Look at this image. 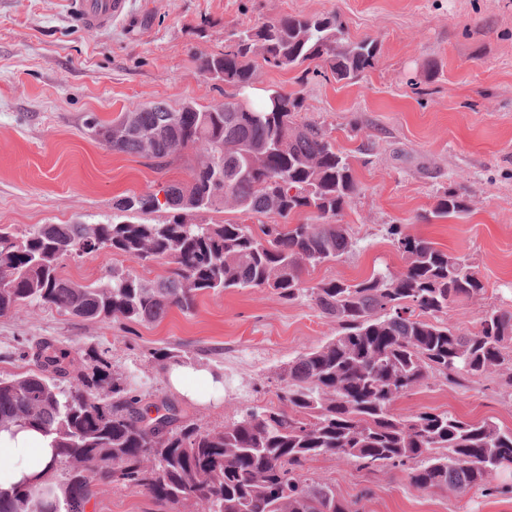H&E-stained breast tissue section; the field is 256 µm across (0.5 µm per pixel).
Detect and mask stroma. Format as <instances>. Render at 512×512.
Listing matches in <instances>:
<instances>
[{"label": "stroma", "instance_id": "obj_1", "mask_svg": "<svg viewBox=\"0 0 512 512\" xmlns=\"http://www.w3.org/2000/svg\"><path fill=\"white\" fill-rule=\"evenodd\" d=\"M327 13L339 14L351 37L376 40V66L347 83L260 63L251 91L256 99L269 90L298 95V122L326 130L359 182L341 218L350 251L308 268L306 285L401 269L387 233L400 224L468 259L484 283L478 299L450 305L448 325L471 328L481 311H512V0H129L122 21L95 30L73 22L67 0H0V225L21 234L41 224H103L115 198L188 181L202 149L159 170L91 139L87 116L109 123L140 104L222 103L223 89L198 70L197 55L223 52L233 29ZM449 189L468 212L425 222ZM110 265L151 280L166 271L87 256L63 261L62 274L90 284ZM335 333L309 297L286 302L256 288L201 296L193 312L173 309L153 324L85 321L32 304L0 316V378L28 370L7 358L18 342L49 337L78 353L108 349L113 370L142 377L153 402L174 396L153 358L166 349L223 376L221 401L180 402L194 422L214 428L245 407L276 402L280 369ZM431 410L511 429L512 390L492 375L464 388L431 380L396 403L404 416ZM309 467L342 499L369 490L365 512H512L511 496L423 491L393 468L369 473L334 455ZM90 507L154 510L135 489L109 485Z\"/></svg>", "mask_w": 512, "mask_h": 512}]
</instances>
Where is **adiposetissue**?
Instances as JSON below:
<instances>
[{
    "instance_id": "ef3b65f1",
    "label": "adipose tissue",
    "mask_w": 512,
    "mask_h": 512,
    "mask_svg": "<svg viewBox=\"0 0 512 512\" xmlns=\"http://www.w3.org/2000/svg\"><path fill=\"white\" fill-rule=\"evenodd\" d=\"M170 386L186 399L198 400V387H205L209 397L224 393V379L205 366H173L168 373ZM54 457L49 436L30 429L0 431V487L32 483L50 468Z\"/></svg>"
}]
</instances>
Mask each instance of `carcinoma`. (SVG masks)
Returning a JSON list of instances; mask_svg holds the SVG:
<instances>
[{
    "mask_svg": "<svg viewBox=\"0 0 512 512\" xmlns=\"http://www.w3.org/2000/svg\"><path fill=\"white\" fill-rule=\"evenodd\" d=\"M257 57L275 68L320 61L342 81L374 68L378 47L350 38L336 14H286L233 31L224 52L198 57L201 73L233 89L224 102L137 105L110 124L89 116V136L160 170L197 146L203 159L185 185L113 201L108 223L43 224L21 237L0 228V315L36 304L87 321L153 323L173 308L193 311L204 293L258 288L288 302L308 295L336 321V335L281 370L278 404L250 407L216 428L199 426L169 399L147 401L139 375L112 371L106 350L89 349L90 366L77 371L71 351L51 339L20 344L13 359L33 369L0 380V430L41 431L52 437L55 456L41 489H0V512H86L101 483L134 488L160 512L188 504L194 512H364L366 493L345 502L333 483L310 474L308 463L327 454L367 472L397 468L420 490L512 493L511 484L489 482L512 471V430L448 412H395L400 398L431 378L462 387L496 374L511 388L512 313L484 310L472 331L440 321L450 304L478 298L484 285L466 259L398 226L390 235L403 268L304 286L307 268L351 249L336 218L359 184L322 128L296 121L297 96L279 93L278 110L266 97L238 111ZM220 205L250 219L310 212L316 221L257 230L193 222ZM157 211L167 220L134 221ZM467 211L448 190L423 220ZM116 254L169 268L156 280L114 268L107 281L87 285L61 273L67 257Z\"/></svg>",
    "mask_w": 512,
    "mask_h": 512,
    "instance_id": "cac0c4a2",
    "label": "carcinoma"
}]
</instances>
